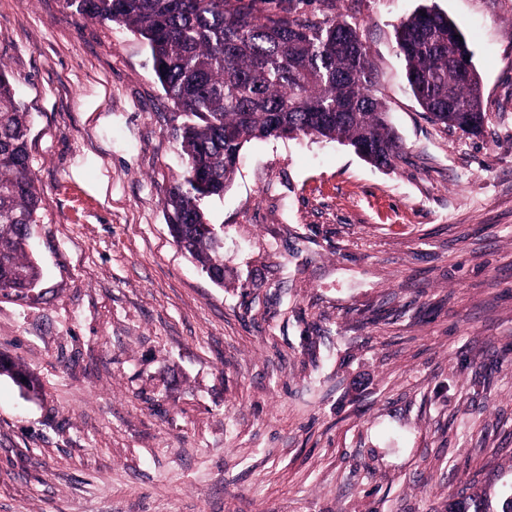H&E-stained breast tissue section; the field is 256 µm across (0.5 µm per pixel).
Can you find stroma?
Instances as JSON below:
<instances>
[{"label": "stroma", "instance_id": "obj_1", "mask_svg": "<svg viewBox=\"0 0 512 512\" xmlns=\"http://www.w3.org/2000/svg\"><path fill=\"white\" fill-rule=\"evenodd\" d=\"M464 34L481 136L434 124L395 30ZM356 26L403 156L245 144L210 220L216 285L170 233L185 158L145 43L64 0H0L30 114L42 278L0 292V512H447L512 493V0H300ZM456 498V499H453ZM448 512H486L488 507L487 491L480 494H467L464 490L452 497Z\"/></svg>", "mask_w": 512, "mask_h": 512}]
</instances>
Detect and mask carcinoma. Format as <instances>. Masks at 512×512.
I'll return each mask as SVG.
<instances>
[{
	"label": "carcinoma",
	"instance_id": "carcinoma-1",
	"mask_svg": "<svg viewBox=\"0 0 512 512\" xmlns=\"http://www.w3.org/2000/svg\"><path fill=\"white\" fill-rule=\"evenodd\" d=\"M84 18L116 23L147 44L153 72L182 121L173 137L186 159L166 191L177 244L224 285L219 236L204 231V203L222 198L244 145L297 136L344 142L378 166L402 156L376 89L368 48L338 19L294 15L282 0H64ZM463 33L448 16L422 8L396 31L409 89L430 119L467 135L487 124L481 76L459 63ZM29 113L0 71V292L19 293L41 270L28 254L41 197L30 170ZM36 388L26 367L0 359V373ZM485 494L462 491L448 512H487Z\"/></svg>",
	"mask_w": 512,
	"mask_h": 512
}]
</instances>
